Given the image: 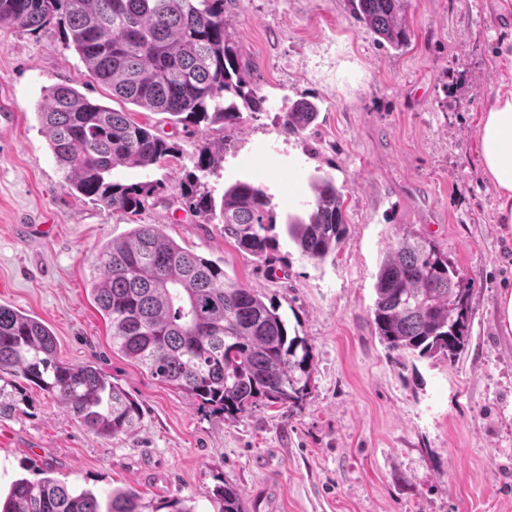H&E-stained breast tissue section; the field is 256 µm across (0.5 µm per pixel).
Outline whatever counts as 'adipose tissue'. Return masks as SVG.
<instances>
[{
    "mask_svg": "<svg viewBox=\"0 0 512 512\" xmlns=\"http://www.w3.org/2000/svg\"><path fill=\"white\" fill-rule=\"evenodd\" d=\"M478 155L495 190L500 223L512 228V90L496 94L477 131Z\"/></svg>",
    "mask_w": 512,
    "mask_h": 512,
    "instance_id": "adipose-tissue-1",
    "label": "adipose tissue"
}]
</instances>
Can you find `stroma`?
I'll return each instance as SVG.
<instances>
[{
  "mask_svg": "<svg viewBox=\"0 0 512 512\" xmlns=\"http://www.w3.org/2000/svg\"><path fill=\"white\" fill-rule=\"evenodd\" d=\"M407 16L411 44L396 51L356 22L347 0H235L226 29L256 61L267 109L203 134L135 109L133 120L181 148L169 165L114 170L166 187L165 201L135 216L62 188L36 116L61 84L116 110L124 103L56 27L0 31V303L41 320L61 361L94 365L143 409L134 431L101 438L29 387L21 411L0 420L1 492L50 467L102 501L117 488L148 500L178 492L200 512H214L211 492L224 482L240 489L246 512H512V338L495 315L512 287V235L477 150L481 112L512 87V0H409ZM301 101L319 105L318 123L287 134L280 115ZM206 143L224 151L205 177L214 197L258 184L280 224L307 217L312 181L332 177L345 244L318 263L282 235L277 261L257 265L175 198ZM137 224L157 225L278 307L311 355L301 406L227 418L113 353L87 284L97 251ZM409 230L474 280L470 340L455 362H399L374 332L379 263Z\"/></svg>",
  "mask_w": 512,
  "mask_h": 512,
  "instance_id": "35a3bbf8",
  "label": "stroma"
}]
</instances>
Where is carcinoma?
Returning <instances> with one entry per match:
<instances>
[{
  "label": "carcinoma",
  "mask_w": 512,
  "mask_h": 512,
  "mask_svg": "<svg viewBox=\"0 0 512 512\" xmlns=\"http://www.w3.org/2000/svg\"><path fill=\"white\" fill-rule=\"evenodd\" d=\"M231 0H0V29L56 26L90 76L112 97L184 125L222 128L243 112L265 109L254 81L256 63L229 36L224 9ZM358 23L396 50L411 40L407 0H348ZM319 108L300 102L282 113L284 130L302 135ZM36 116L62 172V186L114 211L136 215L166 187L157 181L112 180L119 165L152 168L177 158L175 142L122 112L98 104L69 85L48 89ZM224 156L202 145L193 170L178 185L177 201L204 223L224 225V237L268 264L278 249L276 216L263 189L238 181L215 198L203 179ZM308 221L284 230L302 255L323 262L344 242V193L327 176L312 183ZM94 303L108 319L112 351L157 380L235 418L261 404L294 406L307 394L311 360L306 340L291 336L279 308L224 276V268L137 224L96 256ZM472 278L434 241L405 232L384 254L374 283L375 333L402 357H443L466 349ZM59 399L92 433L131 432L141 409L123 389L89 364L57 357L53 333L37 318L0 304V420L27 400L20 380ZM12 482L0 512H196L176 493L153 503L132 489H116L107 510L90 490L51 477ZM218 512H243L233 485L215 489Z\"/></svg>",
  "instance_id": "cac0c4a2"
}]
</instances>
